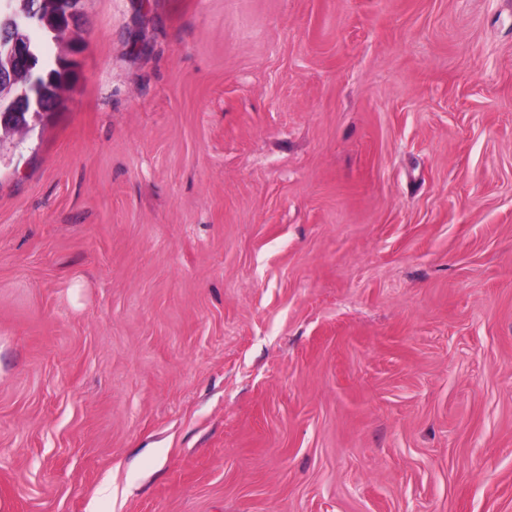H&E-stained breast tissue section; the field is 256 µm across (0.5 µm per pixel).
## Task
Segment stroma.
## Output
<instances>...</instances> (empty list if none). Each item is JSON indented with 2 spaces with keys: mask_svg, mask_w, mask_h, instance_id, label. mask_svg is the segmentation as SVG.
<instances>
[{
  "mask_svg": "<svg viewBox=\"0 0 512 512\" xmlns=\"http://www.w3.org/2000/svg\"><path fill=\"white\" fill-rule=\"evenodd\" d=\"M0 138V512H512V0H81Z\"/></svg>",
  "mask_w": 512,
  "mask_h": 512,
  "instance_id": "1",
  "label": "stroma"
}]
</instances>
